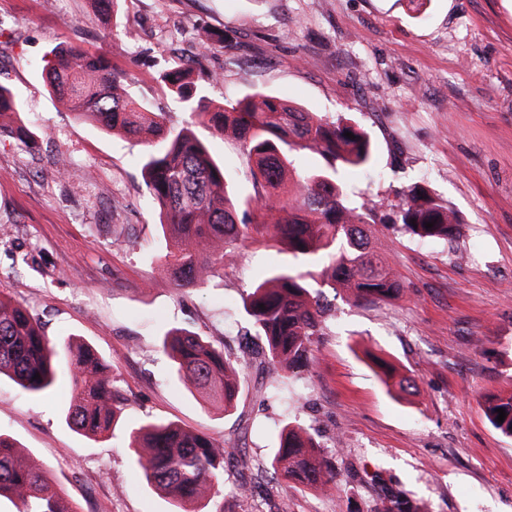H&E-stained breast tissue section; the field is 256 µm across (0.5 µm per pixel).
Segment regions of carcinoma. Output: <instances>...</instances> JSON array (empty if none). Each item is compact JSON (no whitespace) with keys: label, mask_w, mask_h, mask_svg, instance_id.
Returning <instances> with one entry per match:
<instances>
[{"label":"carcinoma","mask_w":512,"mask_h":512,"mask_svg":"<svg viewBox=\"0 0 512 512\" xmlns=\"http://www.w3.org/2000/svg\"><path fill=\"white\" fill-rule=\"evenodd\" d=\"M51 93L80 117L105 130L148 144L142 170L150 197L158 204L161 226L174 241L162 267L178 288L202 286L220 275L239 244L266 235L288 247L300 271L279 267L251 288L244 301L248 327L258 337L278 377L295 380L308 370L314 346L326 329L324 289L340 290L357 303L399 296L403 285L382 249L372 242L376 208L349 201L339 169L365 170L373 164L366 132L341 119L328 121L302 105L264 92L216 104L191 69L165 72L162 80L180 99L189 121L208 118L215 132L239 142L247 159L246 177L254 196L234 201L224 167L209 155L188 124L175 127L166 114L144 108L130 90V77L109 58L58 45L43 60ZM23 111L15 91L0 83V135L34 141L17 123ZM353 137L348 138L345 133ZM310 151L323 165L309 171L294 165L292 153ZM432 222L430 229L425 223ZM392 224L422 241L450 240L460 224L455 211L417 182L400 196ZM161 347L172 359L179 380L229 414L243 386L242 370L252 363L244 347L232 353L188 328H172ZM40 378H35V375ZM34 396L53 393L61 376L70 378L65 421L89 437L113 435L122 408L115 400L112 367L87 344L43 333L25 307L0 295V376ZM506 412L497 421V409ZM491 426L512 437V388L485 398ZM134 464L145 479L169 496L178 512H198L208 493L220 492L234 449L175 422L149 421L126 428ZM273 474L310 489L330 492L339 473L314 438L295 422L285 423L271 461ZM22 497L21 512H76L46 470L22 461L10 437L0 433V498ZM370 512H421L403 492L386 490Z\"/></svg>","instance_id":"carcinoma-1"}]
</instances>
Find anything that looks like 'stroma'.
<instances>
[{
  "mask_svg": "<svg viewBox=\"0 0 512 512\" xmlns=\"http://www.w3.org/2000/svg\"><path fill=\"white\" fill-rule=\"evenodd\" d=\"M201 29L223 34V47L199 54ZM62 43L106 54L176 125L186 114L161 74L185 64L209 75L217 102L261 91L351 118L374 148L372 169L346 176L355 196L388 214L425 180L460 234L424 242L375 224L403 296H336L305 378L278 393L271 369L251 367L224 414L178 380L160 339L182 326L237 348L247 293L292 258L275 239L250 240L219 277L176 290L157 263L172 244L143 181L146 144L75 116L36 68ZM0 82L37 140L30 151L0 136V294L47 335L91 344L123 402L114 436L89 438L64 421L67 380L35 397L0 379V432L78 512H175L127 447L124 426L151 420L235 449L229 474L254 493L211 495L204 512H366L385 485L423 512H512V438L480 404L512 385V0H119L108 20L88 0H0ZM194 132L251 194L239 144L205 119ZM378 357L415 390L386 387ZM289 418L348 470L335 492L272 480Z\"/></svg>",
  "mask_w": 512,
  "mask_h": 512,
  "instance_id": "1",
  "label": "stroma"
}]
</instances>
